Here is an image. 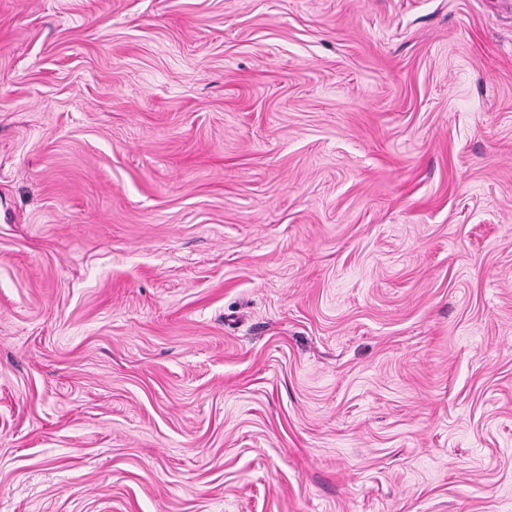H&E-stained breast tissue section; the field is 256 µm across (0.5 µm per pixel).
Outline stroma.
<instances>
[{"label":"stroma","instance_id":"35a3bbf8","mask_svg":"<svg viewBox=\"0 0 512 512\" xmlns=\"http://www.w3.org/2000/svg\"><path fill=\"white\" fill-rule=\"evenodd\" d=\"M0 512H512V0H0Z\"/></svg>","mask_w":512,"mask_h":512}]
</instances>
